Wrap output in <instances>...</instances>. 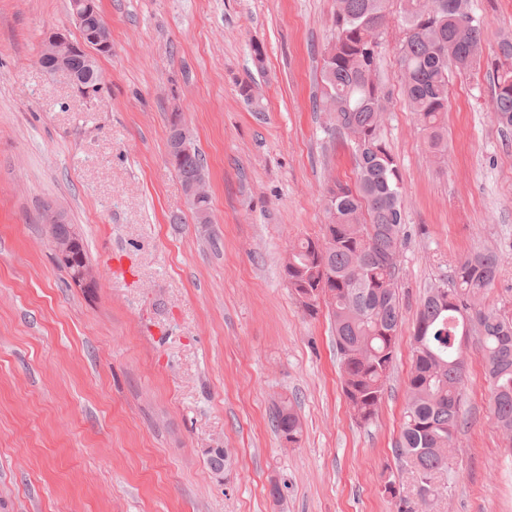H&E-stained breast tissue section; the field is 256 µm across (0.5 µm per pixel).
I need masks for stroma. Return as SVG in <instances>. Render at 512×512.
<instances>
[{
    "label": "stroma",
    "mask_w": 512,
    "mask_h": 512,
    "mask_svg": "<svg viewBox=\"0 0 512 512\" xmlns=\"http://www.w3.org/2000/svg\"><path fill=\"white\" fill-rule=\"evenodd\" d=\"M99 8L112 52L86 96L38 64L48 29L80 37L69 0H0V512H398L390 477L412 512H512V442L492 421L476 341L458 443L430 493L394 451L426 291L466 255L494 251L504 261L481 303L512 315V130L489 111L512 0H472L483 54L449 73L442 158L402 94L404 33L388 5L377 77L389 93L380 136L404 184L402 321L367 424L343 395L326 311L307 316L282 273L289 248L327 221L322 185L354 176L312 109L334 0ZM247 76L263 117L238 93ZM176 108L206 160L209 224L194 223L166 160ZM49 205L80 233L97 289L54 261ZM283 401L302 422L292 445L272 425ZM210 448L228 450L223 474L208 468Z\"/></svg>",
    "instance_id": "1"
}]
</instances>
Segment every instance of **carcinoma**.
I'll use <instances>...</instances> for the list:
<instances>
[{"instance_id":"cac0c4a2","label":"carcinoma","mask_w":512,"mask_h":512,"mask_svg":"<svg viewBox=\"0 0 512 512\" xmlns=\"http://www.w3.org/2000/svg\"><path fill=\"white\" fill-rule=\"evenodd\" d=\"M405 37L399 54L404 94L432 153L448 151V71L480 65L482 21L466 0H400ZM388 0H335L333 37L322 56L320 98L313 106L328 113L332 134L349 143L355 162L353 183L326 185L328 223L321 237L299 241L284 270L297 297L328 288L327 314L342 372V391L356 419L372 421L381 404L396 352L402 312L398 295L403 237V181L395 157L380 138L388 93L373 78L378 52L371 49L387 22ZM508 66L495 70L490 112L512 130V38L499 43ZM84 85L98 89L97 61L84 54L69 59ZM253 79L238 81L241 98L260 115ZM187 187L206 172L198 148L171 164ZM501 256L476 252L454 269L452 285L429 289L418 313L406 408L395 454L409 460L430 491L436 472L448 464L465 400L467 357L463 338L477 337L491 380V414L512 435V316L478 306L495 281ZM276 431L297 443L300 416L290 403L274 407Z\"/></svg>"}]
</instances>
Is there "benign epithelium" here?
Returning a JSON list of instances; mask_svg holds the SVG:
<instances>
[{"mask_svg":"<svg viewBox=\"0 0 512 512\" xmlns=\"http://www.w3.org/2000/svg\"><path fill=\"white\" fill-rule=\"evenodd\" d=\"M97 13V0H71V14L79 29H84L87 21ZM111 52L112 40L109 30L101 24L77 42L70 38L67 31L56 29L45 33L38 63L48 76H63L75 85L78 79L72 75L68 65L72 54L82 53L99 57ZM176 144L186 151L191 150L194 144L193 133L183 119L179 121L176 128ZM185 195L190 204L210 197L207 176L203 174L198 177L185 191ZM43 223L49 228L53 252L58 262L74 270V282L84 288L97 287L99 282L97 271L81 255V242L76 231L71 229L67 234L56 232L59 225L66 223L64 213L55 207H49L43 213Z\"/></svg>","mask_w":512,"mask_h":512,"instance_id":"1","label":"benign epithelium"}]
</instances>
